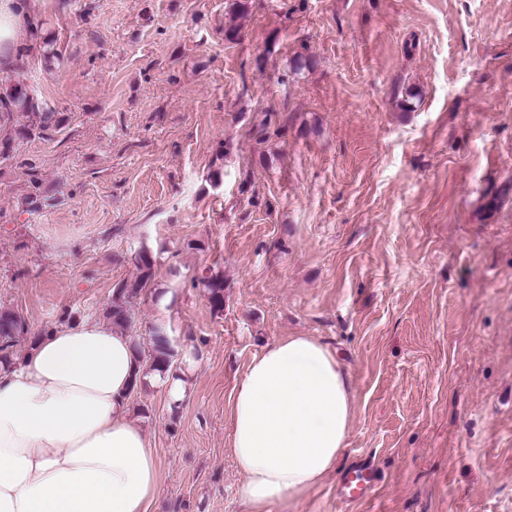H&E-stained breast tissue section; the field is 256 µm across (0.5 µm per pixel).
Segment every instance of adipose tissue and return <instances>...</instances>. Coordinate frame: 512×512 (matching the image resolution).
Here are the masks:
<instances>
[{
	"label": "adipose tissue",
	"instance_id": "adipose-tissue-1",
	"mask_svg": "<svg viewBox=\"0 0 512 512\" xmlns=\"http://www.w3.org/2000/svg\"><path fill=\"white\" fill-rule=\"evenodd\" d=\"M38 0H0V70L22 64ZM196 368L146 372L127 333L79 322L0 364V512H149L160 465L129 404L134 382L184 398ZM353 388L334 352L290 336L253 357L231 403L246 512H296L350 436Z\"/></svg>",
	"mask_w": 512,
	"mask_h": 512
}]
</instances>
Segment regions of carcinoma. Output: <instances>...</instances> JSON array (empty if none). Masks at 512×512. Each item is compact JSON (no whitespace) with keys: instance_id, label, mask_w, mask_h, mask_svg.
Listing matches in <instances>:
<instances>
[{"instance_id":"cac0c4a2","label":"carcinoma","mask_w":512,"mask_h":512,"mask_svg":"<svg viewBox=\"0 0 512 512\" xmlns=\"http://www.w3.org/2000/svg\"><path fill=\"white\" fill-rule=\"evenodd\" d=\"M5 93H0V119L12 118L20 113L26 119V124L17 129L22 137L45 135L51 130L60 129L65 123V117L59 112H52L40 105L29 90L20 83H4ZM137 276L133 280L120 281L112 289V299L108 316L112 325L127 329L133 322L134 308L141 300L149 297H159L155 288L156 257L141 252L134 257ZM207 297L214 313L224 311V275L216 272L205 274L197 279ZM29 328L24 318L10 308L0 307V362H9L15 355V348ZM152 352L149 361H144L139 344H134L139 363L145 364L150 370L161 373L172 371L173 351L165 338V328L158 326L152 331Z\"/></svg>"}]
</instances>
